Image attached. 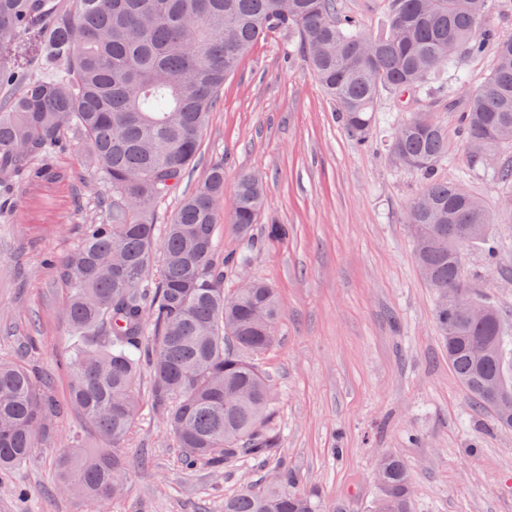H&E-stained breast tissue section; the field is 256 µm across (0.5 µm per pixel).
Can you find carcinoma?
<instances>
[{
	"label": "carcinoma",
	"instance_id": "obj_1",
	"mask_svg": "<svg viewBox=\"0 0 512 512\" xmlns=\"http://www.w3.org/2000/svg\"><path fill=\"white\" fill-rule=\"evenodd\" d=\"M489 0H388L377 29L365 33L340 0H0V49L35 34L36 71L0 62V189L41 178L46 161L72 137L86 148L92 176L106 186L80 246L58 264L68 291L71 331L66 365L69 406L90 425L96 445L73 435L56 460L59 483L104 512L121 498L124 453L139 415L140 366L151 371L155 408L181 449L186 468H224L241 454L275 447L267 424L272 387L253 356L277 339L283 312L270 285L248 279L224 289L227 268L244 252L224 254V161L213 162L194 191L179 194L198 156L201 133L224 80L270 31L292 38L349 138L369 143L384 94L432 93L448 73L460 84L464 56L495 45V65L469 93L459 115L474 155L498 154L512 135V38L485 25ZM392 163L422 175L407 214L415 260L437 297L435 322L448 365L475 407L504 428L512 410L494 406L489 385L512 387V338L502 315L473 288L456 256L471 246L495 258L487 205L438 173L448 159V131L428 112L389 126ZM180 195L163 236L157 206ZM265 185L243 174L231 217L249 238ZM158 261L155 281L148 280ZM59 406L51 382L0 359V472L24 463L53 434ZM371 512H412L408 465L379 460ZM224 512H315L306 494L288 492V474L224 500Z\"/></svg>",
	"mask_w": 512,
	"mask_h": 512
}]
</instances>
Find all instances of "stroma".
<instances>
[{
	"label": "stroma",
	"instance_id": "1",
	"mask_svg": "<svg viewBox=\"0 0 512 512\" xmlns=\"http://www.w3.org/2000/svg\"><path fill=\"white\" fill-rule=\"evenodd\" d=\"M288 43L287 35H267L225 81L183 183L195 189L209 165L223 160L228 215L240 175L266 183L252 244L228 223L218 239L228 253L249 249L243 275L271 284L283 305L277 343L256 358L274 390L269 427L277 446L265 459L234 458L220 471L186 469L153 406L150 371L142 369L125 491L108 512H224L226 498L263 487L283 469L289 491L312 495L316 512H368L377 461L388 454L410 468L414 512H512V429L478 411L457 381L434 320L435 292L415 262L406 217L421 177L395 166L382 139L362 148L351 141ZM493 64L489 49L467 57L463 84L385 99L376 120L382 129L388 117L429 112L447 127L441 175L463 181L495 220L496 261L469 250L467 271L512 328V182L471 163L458 122L468 92ZM83 151L72 143L55 157L60 179L26 181L0 198L10 214L0 223V358L50 376L62 406L50 446L0 473V512L91 510L55 476L72 435L88 442L93 435L65 406L66 294L43 264L46 255L59 260L80 244L82 220L105 191ZM240 276L228 273L225 288H236Z\"/></svg>",
	"mask_w": 512,
	"mask_h": 512
}]
</instances>
